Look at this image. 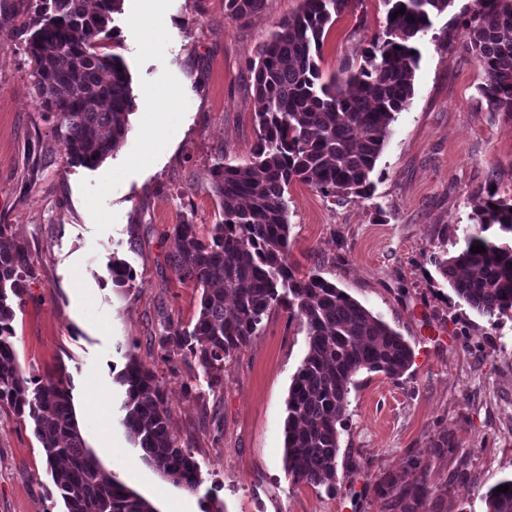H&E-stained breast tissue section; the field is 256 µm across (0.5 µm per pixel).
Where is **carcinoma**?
Instances as JSON below:
<instances>
[{
    "label": "carcinoma",
    "instance_id": "1",
    "mask_svg": "<svg viewBox=\"0 0 512 512\" xmlns=\"http://www.w3.org/2000/svg\"><path fill=\"white\" fill-rule=\"evenodd\" d=\"M122 0H38L25 23V50L35 62L33 88L43 110L65 128L68 162L94 168L118 151L137 104L122 58L98 49ZM266 0H224L242 20ZM391 5L384 36L365 50L357 71L323 79L320 58L326 32L349 0H302L262 44L250 70L258 133L250 163L215 157L210 175L221 198L223 220L204 237L185 220L172 229L171 262L179 280L202 289L192 327L168 324L159 347L197 362L208 385H224V370L255 336L274 307L300 320L307 353L289 390L284 427V467L296 482L332 485L337 477L339 431L347 417L350 385L361 370L400 377L412 349L403 337L323 276L298 277L288 262L285 191L293 182L326 196L366 198L370 174L395 114L413 94L418 63L414 43L452 0H385ZM404 13H399L400 8ZM465 46L484 74L480 94L498 112H512V0H475L463 24ZM474 230L451 257H434L456 295L480 314H512V199L488 192ZM506 234L484 236L491 227ZM485 247L472 253L474 245ZM112 283L135 280L127 263L112 257ZM35 270L12 225L0 224V407L29 418L66 512H156L144 497L101 467L87 449L72 396L60 379L23 376L12 342L15 301L23 300ZM126 385L123 425L146 462L175 486L200 485L197 461L180 446L170 425L162 382L153 369L130 358L120 376ZM421 480L401 489L384 476L365 484L380 497L401 502L403 512L426 498L429 463L411 460ZM506 492L490 488L487 512H512V479Z\"/></svg>",
    "mask_w": 512,
    "mask_h": 512
}]
</instances>
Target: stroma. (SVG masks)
Segmentation results:
<instances>
[{"label":"stroma","instance_id":"stroma-1","mask_svg":"<svg viewBox=\"0 0 512 512\" xmlns=\"http://www.w3.org/2000/svg\"><path fill=\"white\" fill-rule=\"evenodd\" d=\"M300 4L266 0L238 20L224 0H123L102 43L123 59L137 107L122 147L89 169L67 164L59 121L32 87L19 2L0 0V224L37 274L13 322L18 361L25 377L63 379L87 447L157 512H203L211 491L224 512H391L365 482L415 484L416 456L431 460L417 512H487V491L512 477V317L479 314L432 260L463 246L488 191L512 198V114L480 95L463 39L474 0H454L419 37L413 95L390 125L371 196L340 202L298 182L285 195L296 276L335 283L413 350L399 378L355 376L335 486L284 469L288 392L307 351L298 319L272 309L217 390L195 362L162 359L166 326L192 327L200 309V289L170 262L172 229L189 219L206 234L222 221L209 167L220 155L248 163L259 108L249 61ZM387 11L384 0H350L324 39L323 74L357 69ZM115 256L135 271L131 286L105 280ZM132 356L163 383L172 430L200 467L197 490L150 466L122 424L118 376ZM442 433L456 447L432 456ZM0 512H65L31 423L6 408Z\"/></svg>","mask_w":512,"mask_h":512}]
</instances>
